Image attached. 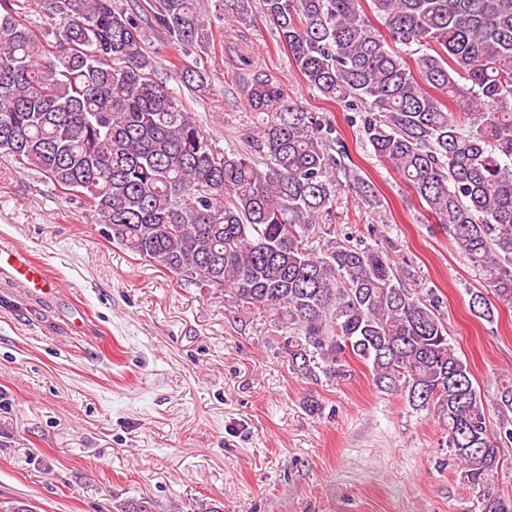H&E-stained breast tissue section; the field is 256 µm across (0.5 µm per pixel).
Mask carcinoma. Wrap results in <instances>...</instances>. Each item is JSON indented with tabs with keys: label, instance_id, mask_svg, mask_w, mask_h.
Returning <instances> with one entry per match:
<instances>
[{
	"label": "carcinoma",
	"instance_id": "obj_1",
	"mask_svg": "<svg viewBox=\"0 0 512 512\" xmlns=\"http://www.w3.org/2000/svg\"><path fill=\"white\" fill-rule=\"evenodd\" d=\"M304 83L359 116L358 135L425 203L486 288L471 313L512 308V0H262ZM0 0V151L74 194L105 236L182 285L238 308L276 311L292 370L364 362L379 391L435 409L482 512H512L485 489L512 422L493 429L448 340L438 296L408 287L388 251L324 237L341 191L377 202L342 164L333 122L291 103L259 68L247 106L262 116L257 160L217 146L153 79L146 30L211 49L198 0H44L65 22L34 30ZM379 19L381 27L367 13ZM204 93L207 71L182 72ZM344 179H339V176ZM496 404L512 411V378Z\"/></svg>",
	"mask_w": 512,
	"mask_h": 512
}]
</instances>
